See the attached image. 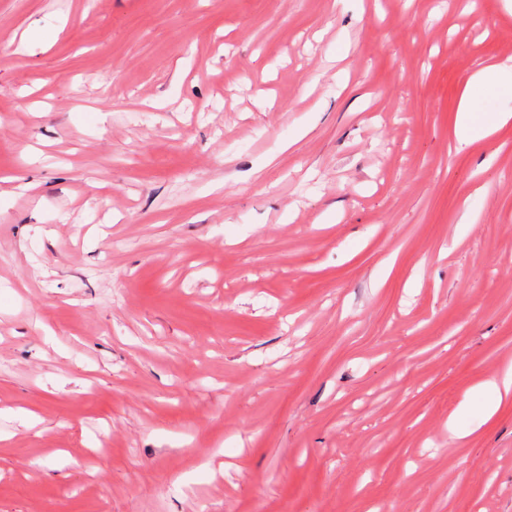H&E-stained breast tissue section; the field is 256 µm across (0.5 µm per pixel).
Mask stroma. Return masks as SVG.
I'll return each instance as SVG.
<instances>
[{"mask_svg": "<svg viewBox=\"0 0 512 512\" xmlns=\"http://www.w3.org/2000/svg\"><path fill=\"white\" fill-rule=\"evenodd\" d=\"M510 59L507 0H0V512H512ZM512 95V65L491 64L474 72L464 84L457 106L454 137L458 147L470 145L512 121V109L501 103Z\"/></svg>", "mask_w": 512, "mask_h": 512, "instance_id": "1", "label": "stroma"}]
</instances>
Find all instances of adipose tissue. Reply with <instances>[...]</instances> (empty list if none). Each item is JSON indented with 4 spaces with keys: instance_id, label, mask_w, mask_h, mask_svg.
I'll return each instance as SVG.
<instances>
[{
    "instance_id": "obj_1",
    "label": "adipose tissue",
    "mask_w": 512,
    "mask_h": 512,
    "mask_svg": "<svg viewBox=\"0 0 512 512\" xmlns=\"http://www.w3.org/2000/svg\"><path fill=\"white\" fill-rule=\"evenodd\" d=\"M512 95V65L491 64L474 72L466 81L457 106L454 137L459 146L470 145L512 123V109L502 105Z\"/></svg>"
}]
</instances>
